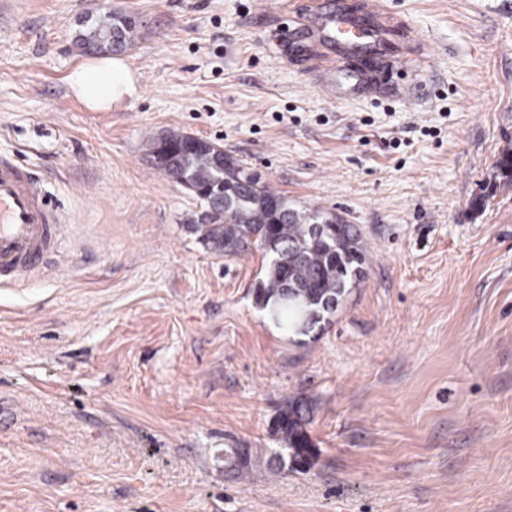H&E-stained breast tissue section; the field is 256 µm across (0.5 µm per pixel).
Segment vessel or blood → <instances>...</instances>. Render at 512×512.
Instances as JSON below:
<instances>
[{"label":"vessel or blood","instance_id":"b4317fda","mask_svg":"<svg viewBox=\"0 0 512 512\" xmlns=\"http://www.w3.org/2000/svg\"><path fill=\"white\" fill-rule=\"evenodd\" d=\"M304 29L322 36L333 73L353 92L372 83L384 65L388 48L382 34L406 31L375 0H323L311 9ZM65 229L64 214L50 205L35 175L0 160V285L13 286L37 274Z\"/></svg>","mask_w":512,"mask_h":512}]
</instances>
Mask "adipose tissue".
<instances>
[{"instance_id": "ef3b65f1", "label": "adipose tissue", "mask_w": 512, "mask_h": 512, "mask_svg": "<svg viewBox=\"0 0 512 512\" xmlns=\"http://www.w3.org/2000/svg\"><path fill=\"white\" fill-rule=\"evenodd\" d=\"M70 85L88 108L100 110L131 95L135 78L123 58H97L79 64L70 76Z\"/></svg>"}]
</instances>
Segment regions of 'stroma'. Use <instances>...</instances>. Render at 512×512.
<instances>
[{
  "label": "stroma",
  "instance_id": "1",
  "mask_svg": "<svg viewBox=\"0 0 512 512\" xmlns=\"http://www.w3.org/2000/svg\"><path fill=\"white\" fill-rule=\"evenodd\" d=\"M306 2L0 0V157L72 222L0 287V512H512V0H380L410 36L353 97L290 34ZM112 11L136 92L94 111L76 36ZM172 132L361 230L309 334L256 307L259 248L199 241L153 154ZM279 429L286 436L289 450H306L310 448L309 437L303 429L300 415L293 411L284 414L279 421Z\"/></svg>",
  "mask_w": 512,
  "mask_h": 512
}]
</instances>
